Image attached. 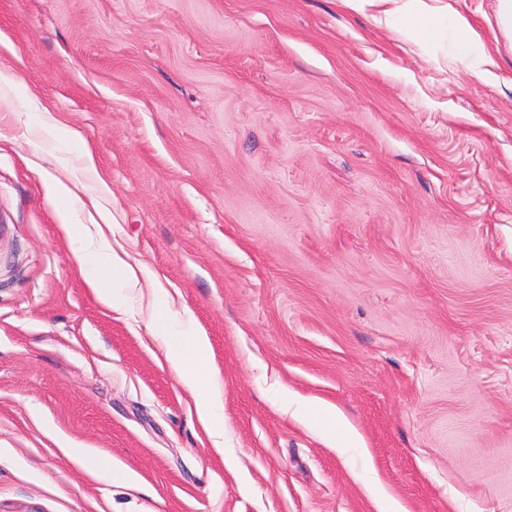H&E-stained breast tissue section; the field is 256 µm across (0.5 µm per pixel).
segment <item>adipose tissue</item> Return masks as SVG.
<instances>
[{"instance_id":"adipose-tissue-1","label":"adipose tissue","mask_w":512,"mask_h":512,"mask_svg":"<svg viewBox=\"0 0 512 512\" xmlns=\"http://www.w3.org/2000/svg\"><path fill=\"white\" fill-rule=\"evenodd\" d=\"M339 7L349 12L363 11L366 5L376 3L384 6L387 16L398 23L403 36L414 38L432 35L430 24L432 11L424 0H336ZM460 64L473 76L490 83L495 79L491 70L493 60L490 47L473 28L470 19L455 15L448 30ZM56 191L67 202L60 211V229L72 241L85 258L83 275L85 282L98 301L114 310L121 309V288H134L139 283L134 269L103 236L93 234L80 219L81 212L93 209L101 223L111 221L108 212L100 210L98 196L75 201L73 191L64 183L57 182ZM153 334L159 343L165 360L176 371L181 382L195 398L196 416L206 432H213L222 418V403L216 383L207 377L209 340L206 333L195 325L191 316L184 312L165 309L158 320L153 321ZM63 452L85 467L96 480L122 479L134 481L135 476L112 459L99 456L92 449L65 441Z\"/></svg>"}]
</instances>
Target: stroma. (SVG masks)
Wrapping results in <instances>:
<instances>
[{"mask_svg":"<svg viewBox=\"0 0 512 512\" xmlns=\"http://www.w3.org/2000/svg\"><path fill=\"white\" fill-rule=\"evenodd\" d=\"M427 2L433 40L336 0H0V512H512V46L478 80L448 24L492 41L494 0ZM86 148L149 270L118 312L45 186ZM161 292L208 336L220 442ZM152 327L165 360L195 398L199 423L211 434L222 419V403L218 385L207 379L210 344L206 333L186 311L180 313L167 305L163 316L153 320ZM60 448L72 460L85 467L96 480L109 481L121 478L125 482H133L135 475L122 465L114 463L112 458H106L94 453L90 448H83L69 441H61Z\"/></svg>","mask_w":512,"mask_h":512,"instance_id":"obj_1","label":"stroma"}]
</instances>
